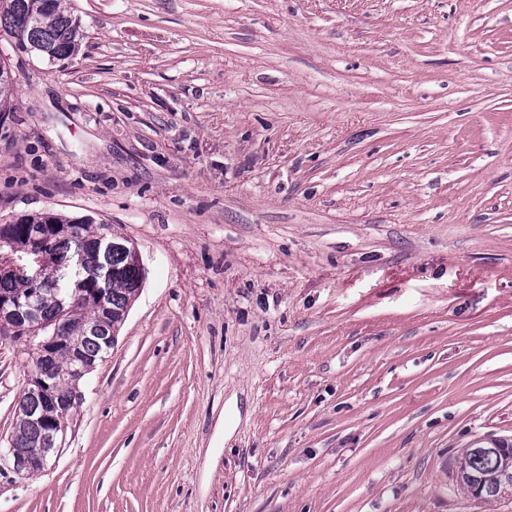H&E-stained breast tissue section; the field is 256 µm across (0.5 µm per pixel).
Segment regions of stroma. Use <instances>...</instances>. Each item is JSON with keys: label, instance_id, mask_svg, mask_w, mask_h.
<instances>
[{"label": "stroma", "instance_id": "1", "mask_svg": "<svg viewBox=\"0 0 512 512\" xmlns=\"http://www.w3.org/2000/svg\"><path fill=\"white\" fill-rule=\"evenodd\" d=\"M67 3L77 55L9 51L0 224L145 278L0 512H512L455 486L512 441V0ZM32 369L0 331L2 449Z\"/></svg>", "mask_w": 512, "mask_h": 512}]
</instances>
